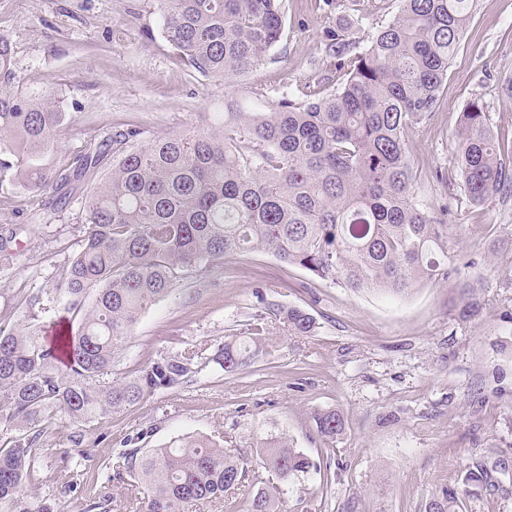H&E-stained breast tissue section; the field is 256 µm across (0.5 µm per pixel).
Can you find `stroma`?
<instances>
[{
  "instance_id": "stroma-1",
  "label": "stroma",
  "mask_w": 512,
  "mask_h": 512,
  "mask_svg": "<svg viewBox=\"0 0 512 512\" xmlns=\"http://www.w3.org/2000/svg\"><path fill=\"white\" fill-rule=\"evenodd\" d=\"M153 0H0V38L14 50L15 83L54 89L68 120L51 155L62 167L104 136L127 128L140 144L214 124L224 99L269 101L333 74L326 29L349 20L364 47L399 0H285L280 42L264 65L230 81L188 70L165 40ZM512 0H478L441 87V107L407 134L413 195L448 226L457 280L402 297L352 292L286 265L264 251L237 255L184 280L133 327L112 367L118 378L188 348L265 329L266 354L234 376L204 363L187 385L155 392L126 410L76 426L56 417L41 444L70 450L46 459L30 490L54 512H86L113 496L130 512L134 493L114 481L129 449L149 450L204 435L251 458L270 438L290 439L315 469L285 486L284 512H424L441 488L471 469L485 483L462 495L459 512H512V196L472 204L454 160L460 117L481 100L512 167ZM79 203L56 212L0 181V228H16L0 253V326L28 324V302L55 305L54 286L85 229ZM472 287L463 296L459 281ZM478 313L463 317L466 301ZM297 307L316 322L291 335L273 306ZM335 410L345 429L326 444L310 416ZM70 469L74 488H60Z\"/></svg>"
}]
</instances>
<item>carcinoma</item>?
Wrapping results in <instances>:
<instances>
[{
	"label": "carcinoma",
	"mask_w": 512,
	"mask_h": 512,
	"mask_svg": "<svg viewBox=\"0 0 512 512\" xmlns=\"http://www.w3.org/2000/svg\"><path fill=\"white\" fill-rule=\"evenodd\" d=\"M162 34L186 67L229 81L263 64L279 43L283 0H155ZM475 0H400L366 47L353 52L348 24L326 30L335 83L251 108L224 99L208 130L159 137L119 131L76 157L49 166L55 134L68 117L53 90L13 84V49L0 38V177L49 193L66 209L78 185L112 161L82 201L87 225L80 249L55 285L60 317L78 321L52 346L39 330L0 327V427L25 432L0 443V512H54L26 494L37 465L64 454L40 448L44 424L58 413L87 424L134 406L200 371L187 349L143 365L128 380L112 363L132 328L172 287L227 256L265 251L281 262L352 292L404 294L459 276L448 251V225L414 198L406 134L440 107L441 85L472 16ZM485 106L461 113L455 161L469 199L512 195ZM276 316L295 336L314 318L296 307ZM264 328L229 337L209 361L234 374L263 354ZM328 444L344 431L335 410L312 415ZM254 467L267 473L242 512H281L282 485L315 463L280 437L260 444ZM246 462L202 436L125 453V471L146 489L134 512H191L224 500L242 483ZM460 490L432 496L424 512H456Z\"/></svg>",
	"instance_id": "carcinoma-1"
}]
</instances>
